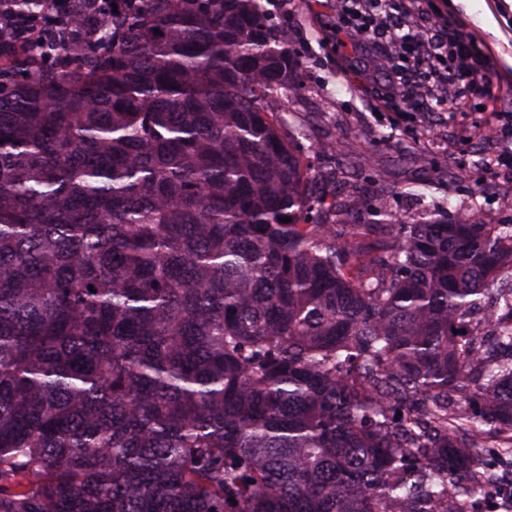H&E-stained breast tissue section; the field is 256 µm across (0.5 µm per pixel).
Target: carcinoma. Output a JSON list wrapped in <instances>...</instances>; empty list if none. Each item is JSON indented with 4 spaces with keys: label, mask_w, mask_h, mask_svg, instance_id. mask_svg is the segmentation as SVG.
I'll return each instance as SVG.
<instances>
[{
    "label": "carcinoma",
    "mask_w": 512,
    "mask_h": 512,
    "mask_svg": "<svg viewBox=\"0 0 512 512\" xmlns=\"http://www.w3.org/2000/svg\"><path fill=\"white\" fill-rule=\"evenodd\" d=\"M117 7L0 44V512H461L512 457V224H381L369 275L259 0Z\"/></svg>",
    "instance_id": "cac0c4a2"
}]
</instances>
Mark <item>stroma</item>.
<instances>
[{"mask_svg": "<svg viewBox=\"0 0 512 512\" xmlns=\"http://www.w3.org/2000/svg\"><path fill=\"white\" fill-rule=\"evenodd\" d=\"M294 5V14L273 13L286 49L299 52L307 74L305 90L281 101L284 134L314 173L329 172L341 158L352 160L359 173L352 183H316V191L366 201L370 224L389 214L416 224L461 212L484 224H512V207L502 205L512 197V181L480 166L485 145L474 128L481 114L512 113V6L485 0L501 31L496 37L446 0H423L425 9L445 17L449 27L476 32L490 55L496 99L458 97L450 116L436 109L415 114L384 108L378 91L385 77L372 41L358 38L350 50L322 47L320 26L336 23L335 9L321 7L316 20L306 0Z\"/></svg>", "mask_w": 512, "mask_h": 512, "instance_id": "stroma-1", "label": "stroma"}]
</instances>
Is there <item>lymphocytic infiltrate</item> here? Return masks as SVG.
<instances>
[{
	"mask_svg": "<svg viewBox=\"0 0 512 512\" xmlns=\"http://www.w3.org/2000/svg\"><path fill=\"white\" fill-rule=\"evenodd\" d=\"M338 21L323 28V41L346 45L365 36L384 51L387 83L382 102H398L407 110L422 111L428 99L444 105L455 100L460 87L480 86L493 96L494 80L487 71L488 56L465 28L449 30L448 22L426 12L420 0H337ZM72 0H44L45 22L32 24L14 14L8 0H0V41L28 37L35 46L58 42L54 15L72 16Z\"/></svg>",
	"mask_w": 512,
	"mask_h": 512,
	"instance_id": "1",
	"label": "lymphocytic infiltrate"
}]
</instances>
